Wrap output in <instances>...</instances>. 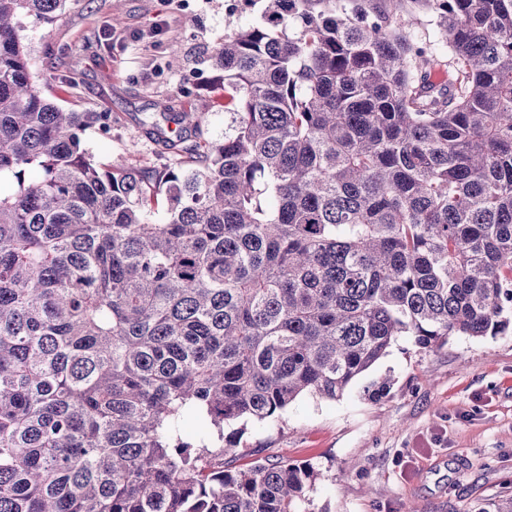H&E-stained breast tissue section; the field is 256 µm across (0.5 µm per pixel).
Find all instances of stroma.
I'll return each mask as SVG.
<instances>
[{"label": "stroma", "instance_id": "35a3bbf8", "mask_svg": "<svg viewBox=\"0 0 512 512\" xmlns=\"http://www.w3.org/2000/svg\"><path fill=\"white\" fill-rule=\"evenodd\" d=\"M263 9V0H194L189 10L183 0H68L52 23L26 22L22 41L58 105L111 113V135H85L91 154L147 165L162 113H206L202 137L223 138L224 83L210 55L225 34L259 24ZM114 12L123 26L112 27ZM175 49L184 63L171 71ZM190 78L196 95L186 101ZM224 431L237 436L238 463L311 465L321 480L309 512H469L512 485V332L452 336L434 350L397 337L342 397L304 395L278 417Z\"/></svg>", "mask_w": 512, "mask_h": 512}]
</instances>
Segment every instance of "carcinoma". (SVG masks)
Masks as SVG:
<instances>
[{"instance_id": "obj_1", "label": "carcinoma", "mask_w": 512, "mask_h": 512, "mask_svg": "<svg viewBox=\"0 0 512 512\" xmlns=\"http://www.w3.org/2000/svg\"><path fill=\"white\" fill-rule=\"evenodd\" d=\"M66 2L0 0V512H309L313 468L233 465L224 423L512 324V0H266L213 55L224 139L168 112L150 166L32 75Z\"/></svg>"}]
</instances>
